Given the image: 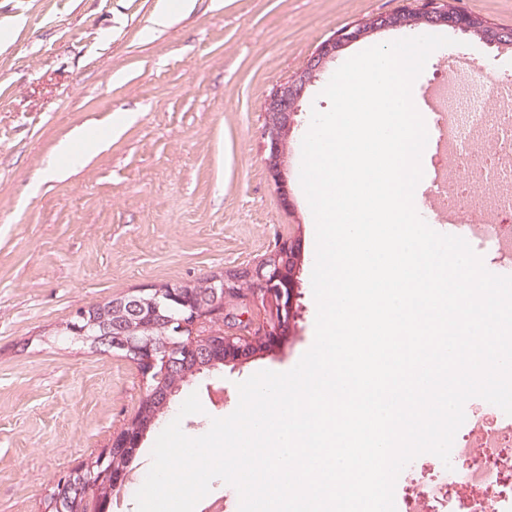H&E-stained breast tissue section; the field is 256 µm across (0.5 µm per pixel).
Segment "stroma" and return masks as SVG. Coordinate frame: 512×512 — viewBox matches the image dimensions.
Wrapping results in <instances>:
<instances>
[{
	"label": "stroma",
	"instance_id": "35a3bbf8",
	"mask_svg": "<svg viewBox=\"0 0 512 512\" xmlns=\"http://www.w3.org/2000/svg\"><path fill=\"white\" fill-rule=\"evenodd\" d=\"M160 0H0V512H43L53 478L107 448L136 413L128 359L57 332L77 311L136 289L192 283L298 246V311L275 346L184 382L142 441L111 512H137L159 429L198 393L191 437L231 414L237 385L286 372L312 346L315 224L301 188L308 86L290 138L283 205L264 166L263 103L321 42L422 0H194L157 24ZM413 93L458 55L512 76V46L447 28ZM78 128L100 147L52 176Z\"/></svg>",
	"mask_w": 512,
	"mask_h": 512
}]
</instances>
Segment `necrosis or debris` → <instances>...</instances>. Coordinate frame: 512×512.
<instances>
[{
	"mask_svg": "<svg viewBox=\"0 0 512 512\" xmlns=\"http://www.w3.org/2000/svg\"><path fill=\"white\" fill-rule=\"evenodd\" d=\"M488 82L500 87L512 81L491 78L477 68L470 84L459 85L444 78L436 82L445 97L444 120L452 133L453 154L466 158L469 171L466 180H451L448 204L467 210L474 184L489 186L480 208L477 232L492 241L504 261L512 264V95H484L481 87ZM482 136L495 137L494 150L479 160L467 159L471 144ZM471 421L492 438V447L483 455H469L467 448L474 435L470 428L459 429L449 463H431L412 492H399L398 512H413L412 503L420 496L432 499L436 512H512V488L505 487L501 466L504 452L512 449V420L495 407L476 412ZM465 482L479 493L478 499L467 505L450 492L452 486Z\"/></svg>",
	"mask_w": 512,
	"mask_h": 512,
	"instance_id": "1",
	"label": "necrosis or debris"
}]
</instances>
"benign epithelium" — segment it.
<instances>
[{"label":"benign epithelium","instance_id":"obj_1","mask_svg":"<svg viewBox=\"0 0 512 512\" xmlns=\"http://www.w3.org/2000/svg\"><path fill=\"white\" fill-rule=\"evenodd\" d=\"M408 15L410 12L403 9L340 30L323 41L306 64L266 98L264 164L283 205H290L285 159L302 91L320 78L342 48L379 30L406 27ZM297 261V248L284 243L254 266L210 278L198 295L180 284H168L154 287V294L140 289L114 296L112 319H106L103 311L92 315L82 311L79 318L87 325L75 323L70 331L76 340L91 339L122 353L138 369L143 383L142 398L159 400L165 408L177 390L175 386L163 388L168 375H195L205 367L214 368L215 362L205 361L210 353L224 356L226 363L246 355L252 350L255 337L262 339L266 347L280 341L295 317ZM248 296L257 308L269 310L270 317L258 322L255 329L241 324L225 326L233 317L231 302ZM159 320L165 322L168 331L163 341L152 334ZM93 327L101 329L102 335L86 336V331ZM145 436L146 430L135 427L130 420L113 433L112 447L132 455Z\"/></svg>","mask_w":512,"mask_h":512}]
</instances>
